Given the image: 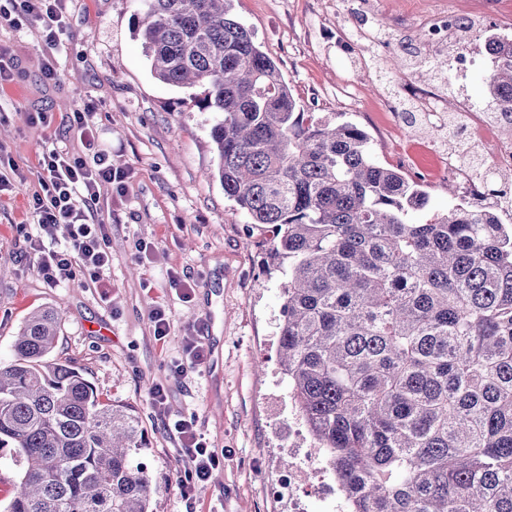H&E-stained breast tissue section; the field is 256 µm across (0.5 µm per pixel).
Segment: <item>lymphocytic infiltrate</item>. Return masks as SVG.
I'll return each instance as SVG.
<instances>
[{"mask_svg": "<svg viewBox=\"0 0 512 512\" xmlns=\"http://www.w3.org/2000/svg\"><path fill=\"white\" fill-rule=\"evenodd\" d=\"M43 22L42 41L47 50H55L66 30L61 0H0V23L20 28L29 17ZM91 107L73 113L71 123L81 129L90 158L72 155L66 147L55 145L38 159L40 193L28 202L29 213L42 236L33 240L31 249L39 255L40 267L50 282L60 281L73 263H80L90 278H98L109 261L108 233L104 219L96 214L100 188L123 183L124 172L113 169L108 156L97 150L93 130L88 123ZM69 230L71 251H44L43 237L53 236L58 225ZM173 428L188 460L190 483L207 481L221 460L208 452L199 440L193 421L178 419Z\"/></svg>", "mask_w": 512, "mask_h": 512, "instance_id": "f902f5d3", "label": "lymphocytic infiltrate"}]
</instances>
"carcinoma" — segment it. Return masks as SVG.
<instances>
[{"label": "carcinoma", "instance_id": "cac0c4a2", "mask_svg": "<svg viewBox=\"0 0 512 512\" xmlns=\"http://www.w3.org/2000/svg\"><path fill=\"white\" fill-rule=\"evenodd\" d=\"M233 0H140L154 75L204 87L224 195L271 233L284 279L281 374L351 512H512V228L499 210L429 209L350 122L297 111ZM484 76L512 127V40ZM59 313L20 327L0 365V448L19 479L7 512H153L131 452L138 414L52 357Z\"/></svg>", "mask_w": 512, "mask_h": 512}]
</instances>
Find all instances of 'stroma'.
Segmentation results:
<instances>
[{
    "label": "stroma",
    "mask_w": 512,
    "mask_h": 512,
    "mask_svg": "<svg viewBox=\"0 0 512 512\" xmlns=\"http://www.w3.org/2000/svg\"><path fill=\"white\" fill-rule=\"evenodd\" d=\"M448 11L467 28L448 38L476 50L512 18V0H234V14L255 33L279 66L300 111L358 125L377 160L410 173L424 171L430 208H448L447 169L427 149L438 136L431 124L394 133L387 101L411 89L435 88L446 97L491 113L482 77L489 60L476 58L463 73L428 78L418 70H383L381 58L402 49L415 59V22ZM67 32L46 53L41 23L0 26V48L14 79L0 85V172L25 174L12 195L0 197V362L13 358L17 331L30 312L62 315L55 358L78 368L102 401L135 409L147 445L133 454L160 487L154 512H288L266 494L284 467L291 419L281 380L277 324L283 304L279 279L261 262L270 234L247 223L224 195L210 137L215 115L199 108V87L156 79L139 23V0H68ZM377 20L397 35L394 46L347 52L349 30ZM57 77L44 80V63ZM93 107L99 149L126 174L123 187L105 186L97 206L108 224L111 260L98 281L72 265L60 283L48 282L29 249L39 230L27 202L41 187L37 163L52 144L74 156L86 150L68 118ZM178 274L190 296L173 286ZM166 312L168 334H154V309ZM194 336L204 359L184 351ZM164 409L150 402L154 387ZM194 421L222 465L184 494L187 463L171 421Z\"/></svg>",
    "instance_id": "35a3bbf8"
}]
</instances>
